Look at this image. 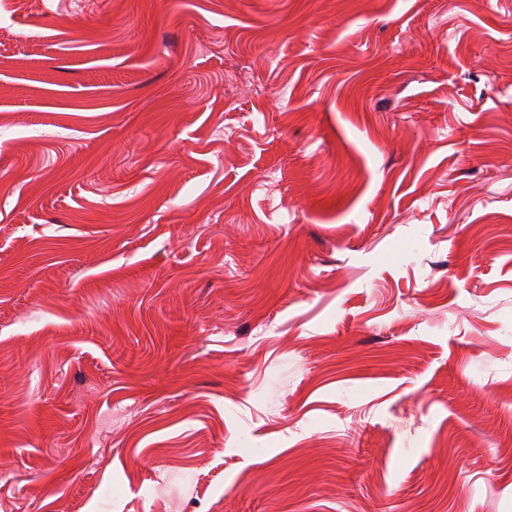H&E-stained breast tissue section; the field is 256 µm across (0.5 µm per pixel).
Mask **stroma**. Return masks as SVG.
<instances>
[{
    "instance_id": "35a3bbf8",
    "label": "stroma",
    "mask_w": 512,
    "mask_h": 512,
    "mask_svg": "<svg viewBox=\"0 0 512 512\" xmlns=\"http://www.w3.org/2000/svg\"><path fill=\"white\" fill-rule=\"evenodd\" d=\"M0 512H512V0H0Z\"/></svg>"
}]
</instances>
